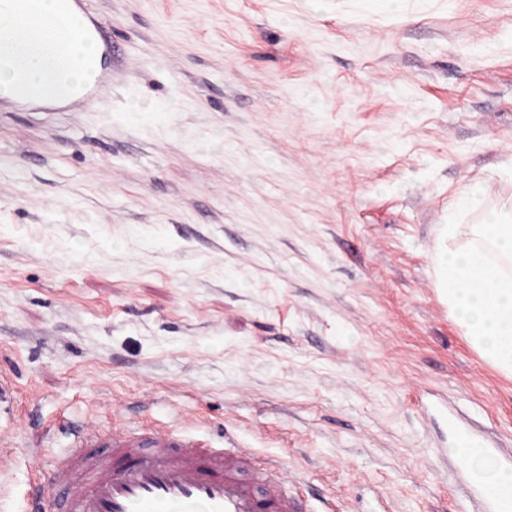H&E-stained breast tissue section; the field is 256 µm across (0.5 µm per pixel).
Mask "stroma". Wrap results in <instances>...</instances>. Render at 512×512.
<instances>
[{
  "mask_svg": "<svg viewBox=\"0 0 512 512\" xmlns=\"http://www.w3.org/2000/svg\"><path fill=\"white\" fill-rule=\"evenodd\" d=\"M105 102L0 99V512L75 431L287 461L301 512H476L512 377L448 311L447 222L512 198V0H88Z\"/></svg>",
  "mask_w": 512,
  "mask_h": 512,
  "instance_id": "1",
  "label": "stroma"
}]
</instances>
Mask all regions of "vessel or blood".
Returning a JSON list of instances; mask_svg holds the SVG:
<instances>
[{
  "label": "vessel or blood",
  "mask_w": 512,
  "mask_h": 512,
  "mask_svg": "<svg viewBox=\"0 0 512 512\" xmlns=\"http://www.w3.org/2000/svg\"><path fill=\"white\" fill-rule=\"evenodd\" d=\"M15 11L38 29L67 39L83 0L41 13L37 0H15ZM81 446L58 459L47 484L36 485L27 512H297L295 500L267 472L252 467L251 449L229 442L208 448L166 430L104 435L77 432Z\"/></svg>",
  "instance_id": "vessel-or-blood-1"
}]
</instances>
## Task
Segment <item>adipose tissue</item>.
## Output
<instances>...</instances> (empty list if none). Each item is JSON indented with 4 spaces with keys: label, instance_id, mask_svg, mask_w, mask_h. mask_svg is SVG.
Instances as JSON below:
<instances>
[{
    "label": "adipose tissue",
    "instance_id": "adipose-tissue-1",
    "mask_svg": "<svg viewBox=\"0 0 512 512\" xmlns=\"http://www.w3.org/2000/svg\"><path fill=\"white\" fill-rule=\"evenodd\" d=\"M0 94L22 102H58L80 84L83 65L100 51L74 26L66 43L49 36L28 38L12 8L0 0ZM449 239L437 260L448 308L472 346L491 366L512 375V201L489 213L457 243L460 227L442 228Z\"/></svg>",
    "mask_w": 512,
    "mask_h": 512
}]
</instances>
